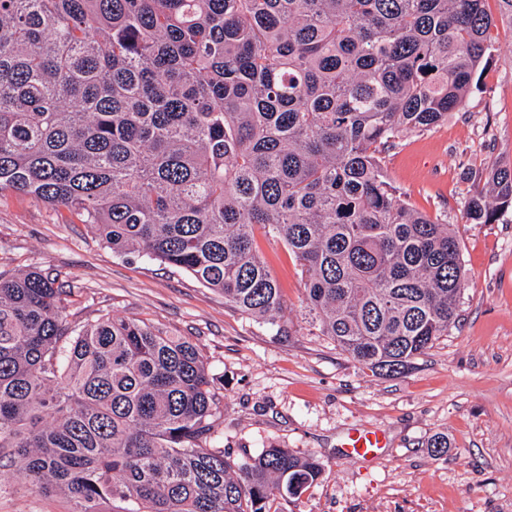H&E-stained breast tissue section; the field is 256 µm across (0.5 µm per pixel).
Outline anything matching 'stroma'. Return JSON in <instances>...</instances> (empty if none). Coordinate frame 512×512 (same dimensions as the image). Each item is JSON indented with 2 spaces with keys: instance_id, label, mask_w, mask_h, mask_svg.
<instances>
[{
  "instance_id": "1",
  "label": "stroma",
  "mask_w": 512,
  "mask_h": 512,
  "mask_svg": "<svg viewBox=\"0 0 512 512\" xmlns=\"http://www.w3.org/2000/svg\"><path fill=\"white\" fill-rule=\"evenodd\" d=\"M491 37L480 91L382 155L411 206L453 224L466 270L458 323L411 369L372 372L317 335L299 267L264 239L288 336L225 306L185 270L113 254L76 215L20 191L0 192V271L58 274L78 320L143 321L196 342L222 397L211 447L245 461L275 445L325 464L322 478L273 512H512V210L493 224L465 215L490 166L512 164V31ZM353 427L382 430L386 448L371 460L346 455L340 444ZM434 435L447 437L446 453L427 448ZM0 470L9 475L0 512H71L66 496L11 477L10 449L0 448Z\"/></svg>"
}]
</instances>
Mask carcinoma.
Returning <instances> with one entry per match:
<instances>
[{"mask_svg": "<svg viewBox=\"0 0 512 512\" xmlns=\"http://www.w3.org/2000/svg\"><path fill=\"white\" fill-rule=\"evenodd\" d=\"M0 0V191L76 214L112 252L190 272L290 332L256 240L300 266L319 335L398 374L458 316L450 225L409 206L379 153L448 119L512 31V0ZM465 205L512 208V165ZM41 269L0 272V448L71 512H270L325 473L271 446L209 447L197 344L69 320Z\"/></svg>", "mask_w": 512, "mask_h": 512, "instance_id": "carcinoma-1", "label": "carcinoma"}]
</instances>
